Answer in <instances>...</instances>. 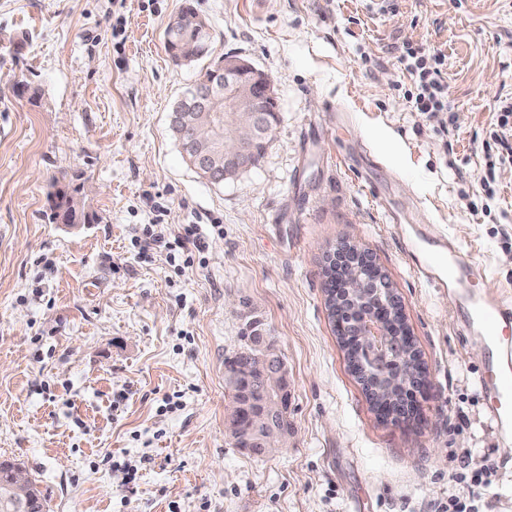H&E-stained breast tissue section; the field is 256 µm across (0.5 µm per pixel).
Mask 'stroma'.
<instances>
[{
	"label": "stroma",
	"instance_id": "35a3bbf8",
	"mask_svg": "<svg viewBox=\"0 0 512 512\" xmlns=\"http://www.w3.org/2000/svg\"><path fill=\"white\" fill-rule=\"evenodd\" d=\"M187 1L212 53L178 65L164 31ZM407 43L446 58L443 131L409 102ZM224 56L268 77L280 121L218 185L171 113ZM507 98L512 0H0V459L47 512H429L470 451L498 463L489 512H512L487 358L388 217L454 237L512 297V164L490 136ZM56 185L95 223H51ZM157 221L204 241L185 271L141 251ZM343 239L386 269L428 367L410 424L377 420L327 317L323 258ZM253 320L289 374L272 454L224 425V361Z\"/></svg>",
	"mask_w": 512,
	"mask_h": 512
}]
</instances>
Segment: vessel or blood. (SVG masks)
Wrapping results in <instances>:
<instances>
[{
  "label": "vessel or blood",
  "instance_id": "b4317fda",
  "mask_svg": "<svg viewBox=\"0 0 512 512\" xmlns=\"http://www.w3.org/2000/svg\"><path fill=\"white\" fill-rule=\"evenodd\" d=\"M405 254L428 284L447 291L472 339L487 351L482 388L488 410L501 431L512 430V301L484 287L483 276L448 237L426 224H406L398 235Z\"/></svg>",
  "mask_w": 512,
  "mask_h": 512
}]
</instances>
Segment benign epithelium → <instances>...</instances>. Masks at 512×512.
I'll return each instance as SVG.
<instances>
[{"instance_id": "1", "label": "benign epithelium", "mask_w": 512, "mask_h": 512, "mask_svg": "<svg viewBox=\"0 0 512 512\" xmlns=\"http://www.w3.org/2000/svg\"><path fill=\"white\" fill-rule=\"evenodd\" d=\"M196 97L204 112L224 106V146L198 150L186 156L203 177L222 182L235 171L257 165L259 146L272 141L273 124L268 120L274 95L268 78L240 59H224V86L203 77ZM332 261L341 287L328 288L326 310L336 325V335L355 337L356 349L368 361L383 357L388 367L403 379L412 378L415 366L423 364L414 347L397 338L392 321H407L405 309L393 282L376 257L350 240L336 245ZM231 391L225 406L226 429L249 450L271 452L288 446V429L265 433L259 427L288 416L290 401L288 370L271 345L258 347L245 367L225 369ZM258 382L262 395L252 396L251 382ZM14 495L3 500V512H40L39 501L30 496L31 477L15 461H0Z\"/></svg>"}]
</instances>
